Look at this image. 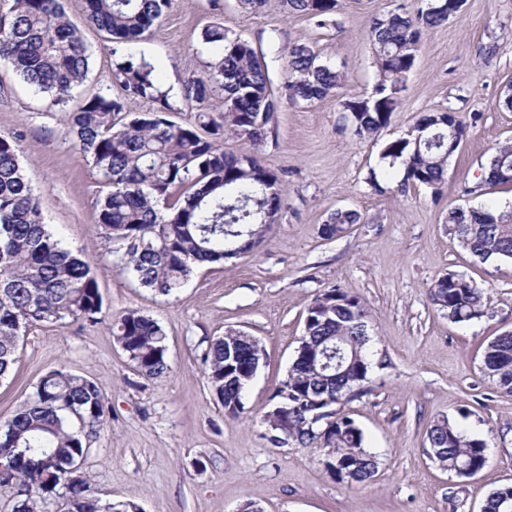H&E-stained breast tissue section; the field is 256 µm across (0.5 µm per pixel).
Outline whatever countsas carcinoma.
Segmentation results:
<instances>
[{
  "instance_id": "obj_1",
  "label": "carcinoma",
  "mask_w": 512,
  "mask_h": 512,
  "mask_svg": "<svg viewBox=\"0 0 512 512\" xmlns=\"http://www.w3.org/2000/svg\"><path fill=\"white\" fill-rule=\"evenodd\" d=\"M87 21L106 32L117 48L111 79L123 91L112 98L85 96L67 113L66 135L91 162L107 192L100 202L97 235L101 256L123 249L121 263L143 287L169 296L205 263L252 252L278 223L284 207L279 177L250 153L224 151L232 133L257 147L274 121V95L264 57L241 35L221 27L202 32V44L215 49L205 72L187 82L183 98L200 112L192 124L169 119L178 111L144 54L118 51L148 33L168 12L171 0H84ZM0 63L25 83L64 105L86 80L88 48L66 17L62 0H0ZM286 12L302 14L322 28L331 22L338 0H283ZM461 12L459 0H422L411 12H387L371 19L369 41L378 81L367 98L344 103L361 138H374L388 126L406 76L422 48L424 32ZM284 95L297 104L321 100L345 82L344 72L315 47L297 40L286 49ZM224 112L202 111L216 93ZM148 101L147 112L129 104ZM448 108L420 116L415 125L439 128ZM382 158L399 163L400 186L440 192L448 168V143H415L407 135L386 144ZM512 161V143L497 145L481 179L494 189L507 185L497 170ZM352 209L332 212L323 234L333 238L358 223ZM445 223L460 244L483 262L512 260V212L493 208H451ZM432 303L456 322L479 320L490 295L466 277L448 272L431 287ZM103 296L90 260L64 247L48 229L38 200L18 160L16 146L0 139V378L16 361L21 330L66 317L96 324ZM369 311L361 299L339 288L317 295L306 310L296 357L273 398L293 400L295 441L333 452L326 470L352 485L367 482L377 458L363 446L362 431L339 406L367 392L371 362L366 356ZM112 334L143 376L168 373V347L162 327L139 310L115 316ZM236 346L239 366H230L224 349ZM256 338L229 331L214 338L202 355L211 392L234 417L244 409L237 399L245 384L247 359L262 355ZM482 376L499 392L512 394V331L493 338L481 359ZM326 409L335 426L308 422ZM109 406L97 382L60 368L40 379L36 392L12 418L0 422V487L14 490L12 512H41L45 501L64 494L69 512H136L132 501L102 502L83 469L87 441L104 426ZM430 453L461 476L474 475L487 462L486 441L449 419L427 430ZM484 512H512V486L490 492Z\"/></svg>"
}]
</instances>
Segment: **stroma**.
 <instances>
[{"label": "stroma", "mask_w": 512, "mask_h": 512, "mask_svg": "<svg viewBox=\"0 0 512 512\" xmlns=\"http://www.w3.org/2000/svg\"><path fill=\"white\" fill-rule=\"evenodd\" d=\"M414 0H339L319 28L265 0L247 14L236 0H172L161 22L130 51L151 57L173 100L212 53L202 32L221 26L263 54L273 88L285 80L284 48L305 38L347 75L334 94L311 104L280 98L274 123L255 155L282 180L278 224L253 252L196 270L172 296L140 287L118 256L99 261L96 235L105 190L91 164L64 133L65 106L0 67V139L15 142L46 224L93 259L103 311L99 323L70 318L35 325L18 338V359L0 380V420L13 415L47 372L64 367L93 379L112 412L91 437L85 467L102 500L134 501L141 512H482L488 493L512 485V395L497 393L479 371L482 351L512 331V263L480 262L450 232L449 209L512 208V187L472 188L496 144L512 142V111L502 102L512 84V0H466L447 24L427 31L390 123L360 139L346 99L372 94L376 73L367 39L370 20ZM84 0H66L69 21L89 49L82 93L120 97L111 80L112 42L87 23ZM446 108L467 119V134L448 162L439 193L401 189L403 168L388 170L382 152L425 112ZM381 175L378 186L370 172ZM336 209L361 220L329 239L322 228ZM488 289L485 317L450 320L430 300L446 272ZM357 295L370 311L369 391L342 411L377 457L360 485L330 475L324 449L268 439L272 394L296 355L306 309L329 288ZM136 309L168 340L165 377L140 375L112 334L113 317ZM229 330L260 339L265 358L231 417L209 390L201 356ZM449 418L487 443L488 461L459 477L429 455L426 434Z\"/></svg>", "instance_id": "stroma-1"}]
</instances>
